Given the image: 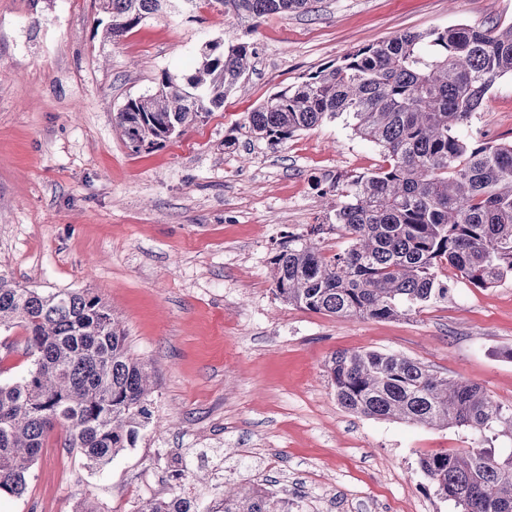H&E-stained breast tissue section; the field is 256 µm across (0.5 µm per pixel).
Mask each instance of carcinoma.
Masks as SVG:
<instances>
[{"instance_id":"1","label":"carcinoma","mask_w":512,"mask_h":512,"mask_svg":"<svg viewBox=\"0 0 512 512\" xmlns=\"http://www.w3.org/2000/svg\"><path fill=\"white\" fill-rule=\"evenodd\" d=\"M169 0H101L116 43ZM239 18L305 11L312 0H180ZM250 44L204 42L188 76L164 73L130 98L116 123L136 152L179 138L224 106L250 67ZM512 75V23L405 31L359 48L270 95L248 113L250 137L271 146L343 115L384 154L369 172L325 175L333 220L349 238L328 254L313 237L275 255L274 291L284 302L336 317L392 319L448 298L439 269L477 288L512 277V141L478 143L463 130L497 79ZM24 330L26 375L0 382V499L21 497L49 436H65L92 465L135 445L149 418L147 366L133 357L118 318L89 292L24 288L0 273V329ZM336 401L369 419L512 434V408L478 385L408 357L338 351L327 364ZM436 495L461 512H512V452L476 448L419 460ZM138 512H197L185 495L143 500ZM220 512H282L250 487L224 492Z\"/></svg>"}]
</instances>
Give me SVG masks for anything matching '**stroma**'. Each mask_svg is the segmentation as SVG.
<instances>
[{
  "mask_svg": "<svg viewBox=\"0 0 512 512\" xmlns=\"http://www.w3.org/2000/svg\"><path fill=\"white\" fill-rule=\"evenodd\" d=\"M310 13L244 21L173 8L112 43L99 0H0V272L27 288L98 295L153 376L135 445L89 466L52 435L26 493L0 512H137L188 495L217 512L222 489L264 483L314 512H458L420 458L490 443L456 427L374 420L341 408L333 352L376 350L476 383L512 406V278L450 284L448 300L394 319L336 317L288 305L271 258L285 236L325 225V174L378 168V147L343 119L279 146L249 138L248 113L358 48L405 30L512 23V0H315ZM236 36L256 56L204 121L150 152L114 120L163 72L190 73L202 42ZM512 140V77L496 80L465 129ZM21 328L0 331V381L30 367ZM512 450V438L491 443ZM204 478L175 479L176 461Z\"/></svg>",
  "mask_w": 512,
  "mask_h": 512,
  "instance_id": "35a3bbf8",
  "label": "stroma"
}]
</instances>
